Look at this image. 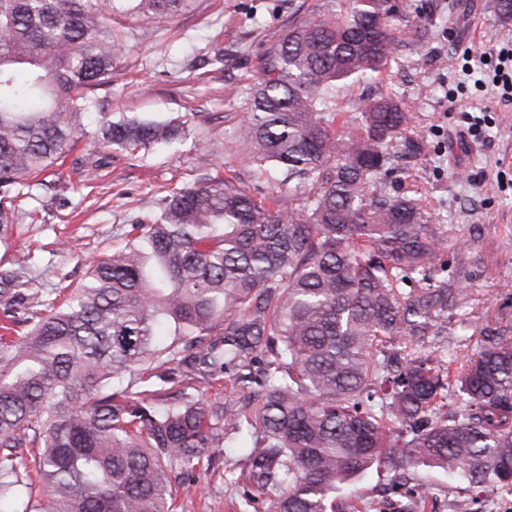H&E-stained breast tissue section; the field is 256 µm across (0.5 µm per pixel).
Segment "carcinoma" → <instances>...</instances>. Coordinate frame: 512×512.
Returning a JSON list of instances; mask_svg holds the SVG:
<instances>
[{
  "mask_svg": "<svg viewBox=\"0 0 512 512\" xmlns=\"http://www.w3.org/2000/svg\"><path fill=\"white\" fill-rule=\"evenodd\" d=\"M0 0V249L14 201L72 152L99 90L149 23L198 0ZM401 0H318L261 50L231 165L160 199L60 305L27 287L16 254L0 282L19 336H0V512H175L216 448L247 461L270 512H368L336 500L372 470L418 512L408 471L440 469L512 492V334L494 331L461 371L420 353L467 302L428 264L448 237L415 196L386 193L395 142L419 144L389 94L339 103L399 54ZM190 135L179 117L107 118L87 175L112 152ZM218 382L239 401L206 399ZM453 392L457 408L439 412ZM23 448L38 449L29 469ZM50 498L34 496V483ZM478 495L451 512H477Z\"/></svg>",
  "mask_w": 512,
  "mask_h": 512,
  "instance_id": "obj_1",
  "label": "carcinoma"
}]
</instances>
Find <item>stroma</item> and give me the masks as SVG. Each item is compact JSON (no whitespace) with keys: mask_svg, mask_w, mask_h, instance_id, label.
I'll return each instance as SVG.
<instances>
[{"mask_svg":"<svg viewBox=\"0 0 512 512\" xmlns=\"http://www.w3.org/2000/svg\"><path fill=\"white\" fill-rule=\"evenodd\" d=\"M316 0H202L192 14L147 25L101 89L106 111L163 118L182 116L193 134L173 145L117 154L86 177L80 159L96 137L87 135L41 183L15 201V246L29 256L31 287L64 300L86 278L89 259L118 246L127 224L154 211L163 193L216 176L224 152V116L247 108L241 86L256 76L263 42L284 34L300 6ZM396 62L377 78L347 88L345 99L377 93L401 98L413 114L420 150L401 154L386 191L419 187L424 209L440 217L449 242L470 240L462 284L468 303L454 313L440 349L466 359L480 346L478 329L512 327V104L491 85L475 87L483 60L512 42V21L496 0H406ZM447 22L435 26L436 15ZM426 31L417 43V31ZM482 118L469 135L470 118ZM240 451L220 448L201 465L198 489L178 499L177 512H268L269 502L246 505L242 488L225 478L241 471Z\"/></svg>","mask_w":512,"mask_h":512,"instance_id":"1","label":"stroma"}]
</instances>
